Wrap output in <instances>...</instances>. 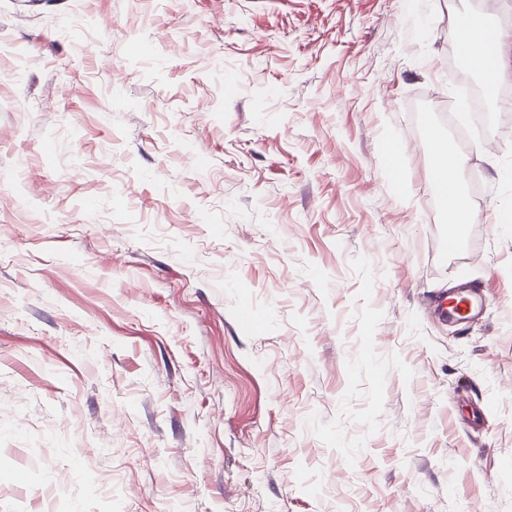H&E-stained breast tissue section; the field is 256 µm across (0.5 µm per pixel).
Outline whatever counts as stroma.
<instances>
[{
	"instance_id": "stroma-1",
	"label": "stroma",
	"mask_w": 512,
	"mask_h": 512,
	"mask_svg": "<svg viewBox=\"0 0 512 512\" xmlns=\"http://www.w3.org/2000/svg\"><path fill=\"white\" fill-rule=\"evenodd\" d=\"M492 3L0 0V512H512ZM475 31L482 32V34ZM457 37L463 44L466 56L478 55L480 57L481 64L476 71L483 77L485 84L496 82L499 85L505 74L503 47L511 35L505 33L501 28L492 27L484 20L482 28L473 30L466 27L457 34ZM452 68L456 72V76L458 79V82L465 86L467 93L470 97L471 104H472V112H473V120L475 125L481 126L483 120L485 119V109L483 106V94L482 90L476 86L472 81L469 79L468 75L465 73L462 67L459 65H456L454 62H452ZM475 99L476 104L474 105L472 100Z\"/></svg>"
}]
</instances>
